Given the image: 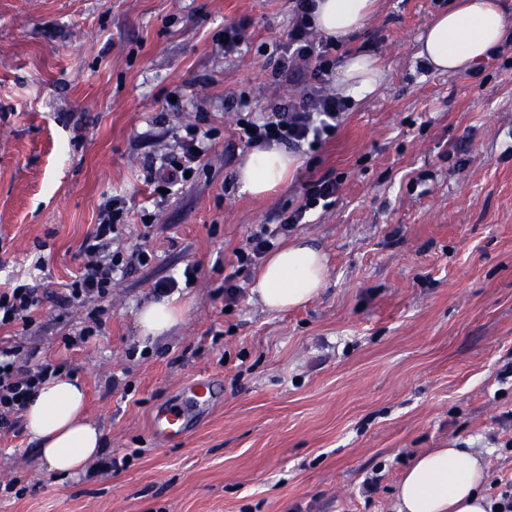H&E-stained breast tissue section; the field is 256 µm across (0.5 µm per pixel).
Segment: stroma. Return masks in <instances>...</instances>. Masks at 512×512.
Segmentation results:
<instances>
[{"label": "stroma", "instance_id": "obj_1", "mask_svg": "<svg viewBox=\"0 0 512 512\" xmlns=\"http://www.w3.org/2000/svg\"><path fill=\"white\" fill-rule=\"evenodd\" d=\"M452 4L379 0L336 56L372 55L384 83L255 198L236 183L250 150L236 121L298 95L269 78L293 0H0V287L40 257L48 290L62 288L113 195L130 209L119 245L156 255L99 300L103 333L85 344L64 343L82 305L47 300L30 329L5 328L85 383L105 456L127 463L54 477L26 434L2 430L0 512H393L405 468L432 448L481 453L499 498L512 482V49L475 77L426 69L418 39ZM239 21L250 43L224 54L214 41ZM200 113L217 138L156 205L142 160L172 152ZM329 171L335 204L291 232L328 256L319 295L267 310L252 265L226 304L250 231ZM189 264L200 273L176 292L183 321L142 339L154 282ZM199 375L220 380V401L181 440L154 438L156 406ZM15 478L23 496L5 490Z\"/></svg>", "mask_w": 512, "mask_h": 512}]
</instances>
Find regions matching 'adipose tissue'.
Listing matches in <instances>:
<instances>
[{
    "instance_id": "obj_1",
    "label": "adipose tissue",
    "mask_w": 512,
    "mask_h": 512,
    "mask_svg": "<svg viewBox=\"0 0 512 512\" xmlns=\"http://www.w3.org/2000/svg\"><path fill=\"white\" fill-rule=\"evenodd\" d=\"M376 0H317L314 26L343 38L361 30ZM506 15L499 0H462L440 13L421 37L418 55L434 71L454 74L486 58L506 35ZM385 71L376 58L358 54L344 59L338 84L345 96L359 99L376 91ZM299 165L285 148H254L237 168L242 191L261 197L291 179ZM327 276L321 248L296 238L272 253L256 276L253 288L269 310L285 312L318 295ZM185 315L175 298L145 304L138 316L141 336L158 337ZM85 391L73 376L58 375L36 392L24 413L25 430L47 472L75 476L85 473L102 450L103 435L85 415ZM486 471L474 452L435 448L416 456L398 486L397 512H490L484 493Z\"/></svg>"
}]
</instances>
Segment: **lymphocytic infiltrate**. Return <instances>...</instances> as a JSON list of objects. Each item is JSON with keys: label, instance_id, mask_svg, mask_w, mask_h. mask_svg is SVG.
I'll list each match as a JSON object with an SVG mask.
<instances>
[{"label": "lymphocytic infiltrate", "instance_id": "lymphocytic-infiltrate-1", "mask_svg": "<svg viewBox=\"0 0 512 512\" xmlns=\"http://www.w3.org/2000/svg\"><path fill=\"white\" fill-rule=\"evenodd\" d=\"M315 8L316 0H295L292 25L276 45L277 60L270 74L275 83L293 77L301 86L300 98L295 102L275 101L256 117L248 113L240 117L238 130L247 145L259 148L281 145L296 149L305 146L313 151L336 133V123L346 108L344 99L329 88L337 41L330 36L316 39L311 23ZM215 136V129H204L196 123L188 125L184 136L178 139V153L158 166L147 163V180L155 192L174 190L185 182L187 174L197 172L204 143ZM340 185V179L330 172L308 180L300 206L281 211L276 223L259 225L248 236L244 248L238 250L237 268L224 276L225 299L236 301L242 267L257 264L279 238L302 223L309 211L330 206ZM128 218L123 198L112 197L100 205L98 222L80 247L83 263L73 281L62 291L51 294L44 288L39 277L44 263L39 259L34 262L35 271L29 282L1 288L0 329H29L35 322L36 310L47 298L61 309L88 299L105 298L116 278L149 265L153 255L146 246L140 245L124 253L108 249ZM60 370L58 364L36 360L34 350L25 349L19 342L0 344V430L17 431L31 396Z\"/></svg>", "mask_w": 512, "mask_h": 512}]
</instances>
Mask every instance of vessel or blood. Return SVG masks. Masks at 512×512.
Returning <instances> with one entry per match:
<instances>
[{
  "instance_id": "1",
  "label": "vessel or blood",
  "mask_w": 512,
  "mask_h": 512,
  "mask_svg": "<svg viewBox=\"0 0 512 512\" xmlns=\"http://www.w3.org/2000/svg\"><path fill=\"white\" fill-rule=\"evenodd\" d=\"M220 388L212 377L191 378L182 388L180 401L158 407L151 416L150 430L160 440H177L193 429L201 413L212 408Z\"/></svg>"
}]
</instances>
